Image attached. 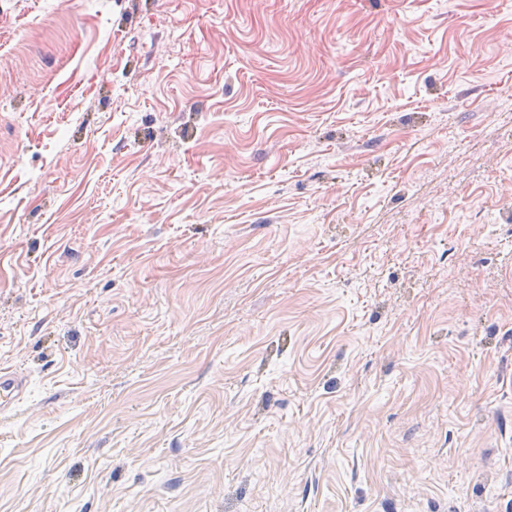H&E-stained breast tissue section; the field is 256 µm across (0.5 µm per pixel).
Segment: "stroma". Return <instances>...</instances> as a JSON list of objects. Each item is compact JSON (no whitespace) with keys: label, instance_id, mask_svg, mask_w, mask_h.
Segmentation results:
<instances>
[{"label":"stroma","instance_id":"1","mask_svg":"<svg viewBox=\"0 0 512 512\" xmlns=\"http://www.w3.org/2000/svg\"><path fill=\"white\" fill-rule=\"evenodd\" d=\"M0 512H512V0H0Z\"/></svg>","mask_w":512,"mask_h":512}]
</instances>
